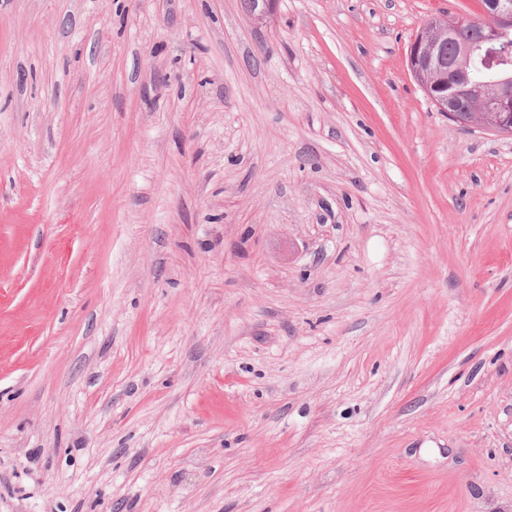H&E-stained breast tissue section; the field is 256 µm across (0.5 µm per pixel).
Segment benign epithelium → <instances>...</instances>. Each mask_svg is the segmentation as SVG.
<instances>
[{
	"instance_id": "7a95c632",
	"label": "benign epithelium",
	"mask_w": 512,
	"mask_h": 512,
	"mask_svg": "<svg viewBox=\"0 0 512 512\" xmlns=\"http://www.w3.org/2000/svg\"><path fill=\"white\" fill-rule=\"evenodd\" d=\"M484 19L477 20L467 15H456L441 24V19L430 18L416 34L410 46V55L416 61L441 64L445 60V48L448 43L456 42L461 52L452 64L454 81L448 90L434 92V86H426L428 97L451 120H459L457 99L466 97L470 101L469 112H483L488 106L498 113L494 131L512 135V74L500 72L496 56L500 49H508V34L512 30V0H484ZM481 51L483 66L490 72H500L499 78L487 82L492 89V100L483 96V89L472 81L469 72L474 52Z\"/></svg>"
}]
</instances>
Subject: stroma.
Listing matches in <instances>:
<instances>
[{"mask_svg":"<svg viewBox=\"0 0 512 512\" xmlns=\"http://www.w3.org/2000/svg\"><path fill=\"white\" fill-rule=\"evenodd\" d=\"M481 0H0V512H512V137L407 57Z\"/></svg>","mask_w":512,"mask_h":512,"instance_id":"obj_1","label":"stroma"}]
</instances>
